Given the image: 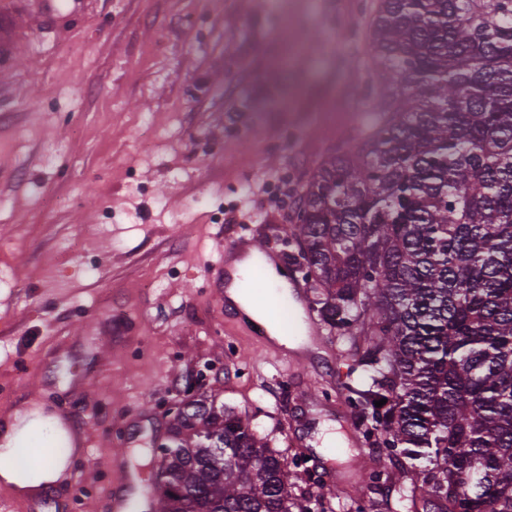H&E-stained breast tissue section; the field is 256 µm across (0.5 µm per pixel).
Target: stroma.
<instances>
[{
    "label": "stroma",
    "mask_w": 512,
    "mask_h": 512,
    "mask_svg": "<svg viewBox=\"0 0 512 512\" xmlns=\"http://www.w3.org/2000/svg\"><path fill=\"white\" fill-rule=\"evenodd\" d=\"M378 0H5L0 51V425L41 405L85 442L43 500L14 512H110L121 473L148 512L166 404L202 396L247 417L288 471L377 501L384 449L336 402L365 383L346 341L264 345L210 280L226 242L297 247L302 187L366 125ZM341 446L323 448L327 426Z\"/></svg>",
    "instance_id": "35a3bbf8"
}]
</instances>
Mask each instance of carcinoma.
Listing matches in <instances>:
<instances>
[{"label": "carcinoma", "instance_id": "carcinoma-1", "mask_svg": "<svg viewBox=\"0 0 512 512\" xmlns=\"http://www.w3.org/2000/svg\"><path fill=\"white\" fill-rule=\"evenodd\" d=\"M369 36L374 120L307 180L288 261L368 373L345 399L392 471L364 487L423 460L422 512H512V0H379ZM168 447L157 512H309L232 408L187 402Z\"/></svg>", "mask_w": 512, "mask_h": 512}]
</instances>
